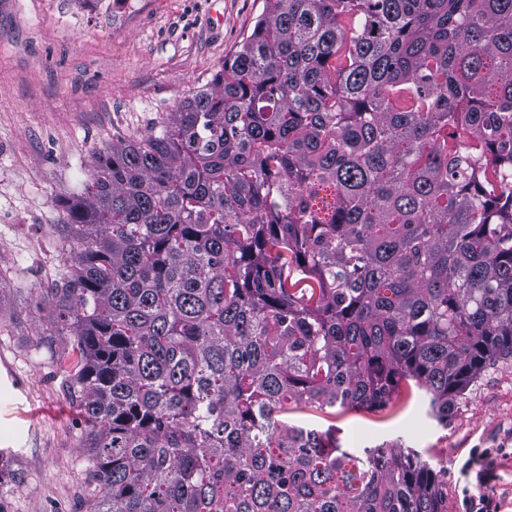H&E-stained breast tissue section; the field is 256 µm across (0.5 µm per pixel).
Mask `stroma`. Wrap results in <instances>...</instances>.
Segmentation results:
<instances>
[{"instance_id": "obj_1", "label": "stroma", "mask_w": 512, "mask_h": 512, "mask_svg": "<svg viewBox=\"0 0 512 512\" xmlns=\"http://www.w3.org/2000/svg\"><path fill=\"white\" fill-rule=\"evenodd\" d=\"M265 0H0V378L41 418L0 477V512H82L88 426L55 354L67 351L38 301L63 256L53 217L100 153L140 139L209 89ZM342 447L402 443L442 481V512H512V357L489 364L441 425L421 390L377 411L303 409Z\"/></svg>"}]
</instances>
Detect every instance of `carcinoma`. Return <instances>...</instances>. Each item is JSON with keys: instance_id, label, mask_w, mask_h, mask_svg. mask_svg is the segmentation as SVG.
Segmentation results:
<instances>
[{"instance_id": "obj_1", "label": "carcinoma", "mask_w": 512, "mask_h": 512, "mask_svg": "<svg viewBox=\"0 0 512 512\" xmlns=\"http://www.w3.org/2000/svg\"><path fill=\"white\" fill-rule=\"evenodd\" d=\"M512 0H266L212 87L54 220L85 512H441L293 407L450 403L512 355Z\"/></svg>"}]
</instances>
